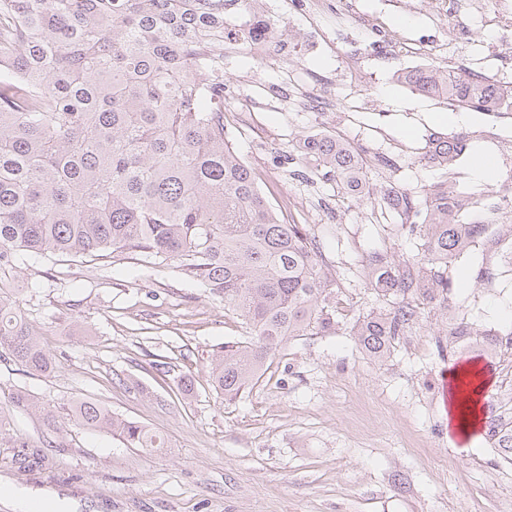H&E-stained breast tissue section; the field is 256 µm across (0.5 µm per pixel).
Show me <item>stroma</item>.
<instances>
[{
	"mask_svg": "<svg viewBox=\"0 0 512 512\" xmlns=\"http://www.w3.org/2000/svg\"><path fill=\"white\" fill-rule=\"evenodd\" d=\"M277 0L291 45L262 60L240 44L224 52V131L236 154L264 179L273 204L308 225L326 245L339 285L335 332L290 340L258 383L225 403L208 377L211 356L249 331L223 301L184 274L177 262L92 254L58 263L29 260L16 285L22 312L42 331L56 362L43 376L0 359V410L11 413L0 437V478L76 500L78 512H512V466L487 439L475 451L448 438L437 389L441 370L457 360L448 333L460 319L477 332L512 331V270L488 264L512 246V221L500 210V182L481 183L461 156L448 175L473 194L484 237L449 264L445 301L421 305L419 317L390 356L375 361L351 332L354 316L377 306L362 263L378 252L394 259L415 252L390 218L354 202L334 184L301 178L303 136L331 133L364 153L373 188L395 184L415 197L441 170L424 158L430 134L464 138L512 171V112H475L410 92L393 79L414 66L479 63L512 81V39L472 19L458 42L443 46L445 27L465 11L449 0L433 20L430 0H323L310 16ZM377 17L401 35L396 55L377 54L363 24ZM328 83V112L294 111L272 102L269 85ZM194 392L177 391L182 376ZM23 390L58 421L12 410ZM90 399L164 436L170 451L147 455L109 432L69 422L68 405ZM39 459L19 463L21 444Z\"/></svg>",
	"mask_w": 512,
	"mask_h": 512,
	"instance_id": "obj_1",
	"label": "stroma"
}]
</instances>
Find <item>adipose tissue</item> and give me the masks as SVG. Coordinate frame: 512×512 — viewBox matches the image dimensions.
I'll list each match as a JSON object with an SVG mask.
<instances>
[{
    "instance_id": "adipose-tissue-1",
    "label": "adipose tissue",
    "mask_w": 512,
    "mask_h": 512,
    "mask_svg": "<svg viewBox=\"0 0 512 512\" xmlns=\"http://www.w3.org/2000/svg\"><path fill=\"white\" fill-rule=\"evenodd\" d=\"M474 380L475 385L471 388L467 402H460L458 398V385L462 379ZM449 412L448 429L451 436L457 437L461 442H469L479 432L484 406L483 399L490 380L475 359H467L458 364L454 370L449 372Z\"/></svg>"
}]
</instances>
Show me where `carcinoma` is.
<instances>
[{
	"instance_id": "cac0c4a2",
	"label": "carcinoma",
	"mask_w": 512,
	"mask_h": 512,
	"mask_svg": "<svg viewBox=\"0 0 512 512\" xmlns=\"http://www.w3.org/2000/svg\"><path fill=\"white\" fill-rule=\"evenodd\" d=\"M224 12L200 0H0V288L31 258L100 253L174 260L224 298L251 331L214 353L209 379L232 403L253 387L288 340L336 329V279L305 224L279 217L253 169L224 137ZM416 93L459 108H512V85L438 66L397 72ZM458 139L429 142L449 172ZM301 164L401 220L418 240L400 261L374 253L365 284L384 305L352 325L361 349L383 361L418 317L445 298L448 264L483 237L475 201L444 175L421 200L370 188L361 153L321 132L299 141ZM40 331L0 294V357L40 374L55 361ZM14 407L56 418L28 393ZM75 425L118 435L125 447H170L146 426L97 402L70 404ZM485 434L512 454V408L488 405Z\"/></svg>"
}]
</instances>
